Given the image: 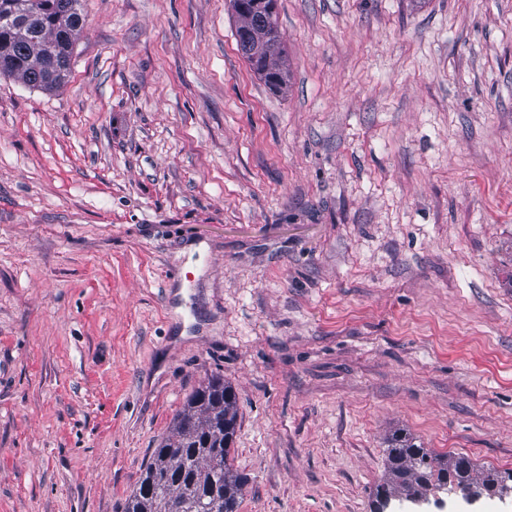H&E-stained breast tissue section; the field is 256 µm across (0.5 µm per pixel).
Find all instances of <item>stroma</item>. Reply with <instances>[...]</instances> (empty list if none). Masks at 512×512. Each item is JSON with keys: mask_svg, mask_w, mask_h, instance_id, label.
<instances>
[{"mask_svg": "<svg viewBox=\"0 0 512 512\" xmlns=\"http://www.w3.org/2000/svg\"><path fill=\"white\" fill-rule=\"evenodd\" d=\"M81 15L0 75V512H124L214 376L238 512H373L399 430L511 474L512 0H276L277 91L230 0Z\"/></svg>", "mask_w": 512, "mask_h": 512, "instance_id": "obj_1", "label": "stroma"}]
</instances>
